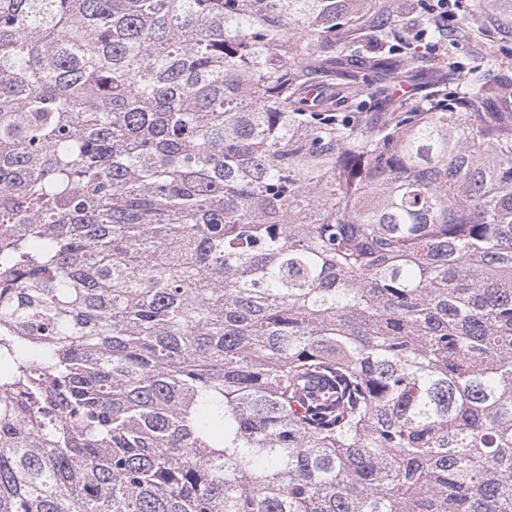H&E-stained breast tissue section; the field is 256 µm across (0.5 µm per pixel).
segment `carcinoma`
<instances>
[{
  "label": "carcinoma",
  "mask_w": 512,
  "mask_h": 512,
  "mask_svg": "<svg viewBox=\"0 0 512 512\" xmlns=\"http://www.w3.org/2000/svg\"><path fill=\"white\" fill-rule=\"evenodd\" d=\"M413 9L0 0V512H512V82L313 84Z\"/></svg>",
  "instance_id": "carcinoma-1"
}]
</instances>
